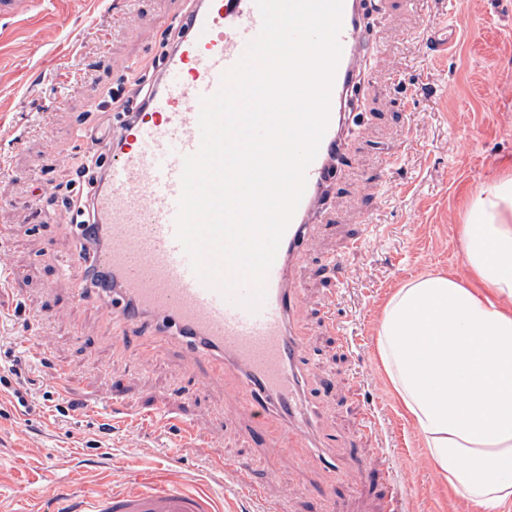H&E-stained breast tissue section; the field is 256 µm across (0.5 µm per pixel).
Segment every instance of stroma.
Masks as SVG:
<instances>
[{"label": "stroma", "instance_id": "35a3bbf8", "mask_svg": "<svg viewBox=\"0 0 512 512\" xmlns=\"http://www.w3.org/2000/svg\"><path fill=\"white\" fill-rule=\"evenodd\" d=\"M187 7V0H41L26 23L0 19V270L9 278L0 287V354L22 352L47 391L55 388L48 373L63 367L64 397L80 405L67 419L41 397L22 406L0 387V512H51L78 484L109 479L121 490L134 468L190 487L211 484L220 512H272L281 504L286 512H319L327 498L338 512H387V487L369 480L352 490L337 480V467L355 461L397 468L402 512H478L430 465H419L422 436L387 387L375 337L383 305L403 282L443 272L477 285L458 226L468 200L512 169V0H443L431 19L432 44L404 36L422 22L412 0H388L376 16L383 34L372 55L376 78L349 129L360 176L351 183L337 176L334 218L293 270L304 301L305 372L325 404L311 427L332 442L316 468L283 448L267 461V447L249 436L223 387H194L188 351L114 345L94 305L73 300L80 268L56 269V258L74 250L68 211L54 196L35 195L38 180L64 175L60 157L79 161L85 125L111 122L117 107L107 92L119 82L113 63L149 69ZM132 14L138 23L129 22ZM457 17L469 26L449 47L448 23ZM85 84L96 100L82 92ZM368 214L374 232L350 248ZM330 256L342 261V283L323 265ZM329 305L343 332L325 320ZM32 312L48 315V334L36 343L27 336ZM356 376L362 388L355 393ZM111 383L125 393L120 416L93 405ZM179 387L186 396L176 411L223 458V472L181 446L167 420L134 422ZM370 415L376 424L368 430ZM240 461L251 463L258 494H233Z\"/></svg>", "mask_w": 512, "mask_h": 512}]
</instances>
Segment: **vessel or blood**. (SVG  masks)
I'll return each instance as SVG.
<instances>
[{
	"mask_svg": "<svg viewBox=\"0 0 512 512\" xmlns=\"http://www.w3.org/2000/svg\"><path fill=\"white\" fill-rule=\"evenodd\" d=\"M190 5L153 76L144 109L106 133L112 158L89 200L97 223L92 231L79 232L78 254L58 267L68 270L76 261L105 271V279L83 280L76 302H85V288L95 287L115 337L124 338L127 327L137 323L153 342L174 339L188 346L196 379L223 384L252 418L253 433L294 450L302 463L315 464L320 457L302 427L315 398L301 388L305 357L296 320L302 296L290 283V267L313 225L321 222L331 184L347 162L346 134L368 82L371 49L380 43L376 3L343 0L341 55L326 131L267 273L265 301L255 313L239 303L251 282L240 283L228 300L196 275L176 238V219L183 159L200 147V100L218 92L223 74L259 35L262 17L255 0H190ZM364 478L388 486L398 481L395 471L363 465L344 480L352 485ZM67 512H218V507L206 486L137 474L123 491L98 484L88 496L71 499Z\"/></svg>",
	"mask_w": 512,
	"mask_h": 512,
	"instance_id": "1",
	"label": "vessel or blood"
}]
</instances>
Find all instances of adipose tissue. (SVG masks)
<instances>
[{
    "label": "adipose tissue",
    "mask_w": 512,
    "mask_h": 512,
    "mask_svg": "<svg viewBox=\"0 0 512 512\" xmlns=\"http://www.w3.org/2000/svg\"><path fill=\"white\" fill-rule=\"evenodd\" d=\"M459 236L480 290L444 274L404 283L376 350L432 467L481 512H499L512 501V175L470 199Z\"/></svg>",
    "instance_id": "adipose-tissue-1"
}]
</instances>
